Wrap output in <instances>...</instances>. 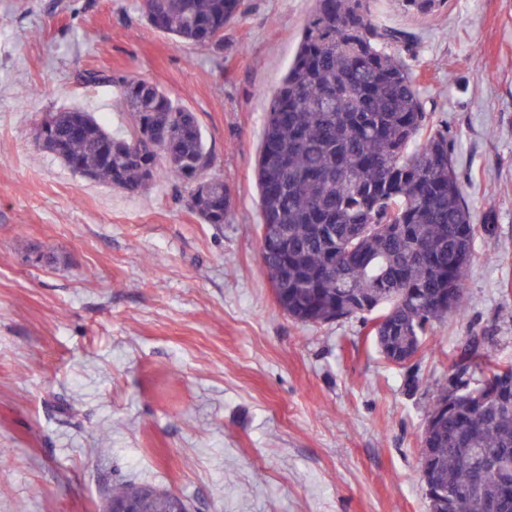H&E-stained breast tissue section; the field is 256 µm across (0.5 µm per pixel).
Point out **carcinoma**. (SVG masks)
I'll return each instance as SVG.
<instances>
[{"instance_id":"obj_1","label":"carcinoma","mask_w":512,"mask_h":512,"mask_svg":"<svg viewBox=\"0 0 512 512\" xmlns=\"http://www.w3.org/2000/svg\"><path fill=\"white\" fill-rule=\"evenodd\" d=\"M296 56L264 116L257 182L265 248L260 259L276 302L296 322L320 325L373 315L368 334L389 363L424 342L448 314L466 307L463 276L475 240L494 232L475 224L453 159L448 126L427 108L404 36L379 26L368 0H316ZM430 13L446 0H399ZM154 28L199 47L224 42L245 0H150ZM131 131L109 132L90 112L47 113L39 141L72 172L135 195L159 174L188 190L206 224L224 223L232 196L207 174L213 156L195 113L145 78H123ZM164 138L133 153L143 127ZM464 355L486 368L490 394L452 373L435 382L422 443L433 449L434 484L462 489L428 512H512L493 476L468 466L512 454V363L490 367L472 336ZM148 484L118 487L139 512L165 500Z\"/></svg>"}]
</instances>
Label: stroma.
Instances as JSON below:
<instances>
[{"label":"stroma","mask_w":512,"mask_h":512,"mask_svg":"<svg viewBox=\"0 0 512 512\" xmlns=\"http://www.w3.org/2000/svg\"><path fill=\"white\" fill-rule=\"evenodd\" d=\"M139 2L0 0V512H102L134 483L190 512H427L431 383L472 335L512 362V0L430 15L370 0L414 43L464 196L495 228L474 243L467 311L409 369L362 320L293 321L259 259L264 113L315 0H247L207 48L153 28ZM111 75L197 115L232 189L225 223H204L167 177L131 196L36 145L43 113L67 108L126 131Z\"/></svg>","instance_id":"stroma-1"}]
</instances>
